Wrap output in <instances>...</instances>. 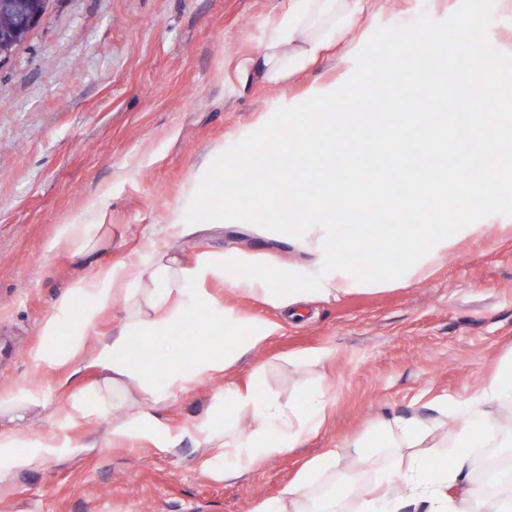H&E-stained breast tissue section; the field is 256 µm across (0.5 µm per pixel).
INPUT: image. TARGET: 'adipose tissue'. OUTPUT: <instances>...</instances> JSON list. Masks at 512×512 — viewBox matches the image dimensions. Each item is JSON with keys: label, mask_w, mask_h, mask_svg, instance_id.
Listing matches in <instances>:
<instances>
[{"label": "adipose tissue", "mask_w": 512, "mask_h": 512, "mask_svg": "<svg viewBox=\"0 0 512 512\" xmlns=\"http://www.w3.org/2000/svg\"><path fill=\"white\" fill-rule=\"evenodd\" d=\"M372 8V0H286L267 20L259 49L236 59L235 72L243 81L256 74L276 85L307 70L330 50L356 52ZM184 232V225L173 221L149 234L150 245L159 250L150 268L136 263L118 268L97 266L75 290L84 302L83 313L64 345L35 348L33 362L64 366L88 357L105 379L100 406L107 410L114 397L131 391L145 400L164 396V389L151 377L156 360H163L168 385L174 387L226 371L268 339L274 332L271 324L238 325L230 336L188 361L167 343L169 326L192 317L196 308L205 304L201 298L189 299L190 286L215 272L207 264L187 266L161 250L165 239ZM111 238V225L105 224L97 211L87 223L61 225L55 242L65 245L73 256L86 257L106 247ZM117 303L124 311L121 325L111 336L89 343V329L96 316ZM136 343L151 347V360L132 355ZM230 393L234 407L248 409L253 421L244 441L233 426L224 428V454L233 459L237 472L287 453L316 432L325 413L326 402L319 395L306 394L284 405L249 388L234 387ZM511 403L512 359H507L475 399L453 411L440 402L428 416L413 412L385 418L384 439L377 447L367 450L362 441L355 440L343 451L314 458L277 499L261 502L255 512H311L318 481L340 462L346 463L347 476L337 484L336 499L324 512H336L338 503L353 498L358 501L357 512H512V492L491 498L472 485L473 451L503 447L497 409ZM30 404V399L16 396L0 404V461L21 466L43 463L44 448L23 454L15 451L17 436L28 422ZM451 412L461 421L458 432L449 434L444 446L422 449V442L438 432ZM368 470L374 474L372 485L365 497L355 498L354 486ZM452 487L464 490L463 499L449 498Z\"/></svg>", "instance_id": "ef3b65f1"}]
</instances>
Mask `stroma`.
I'll return each mask as SVG.
<instances>
[{
	"label": "stroma",
	"instance_id": "stroma-1",
	"mask_svg": "<svg viewBox=\"0 0 512 512\" xmlns=\"http://www.w3.org/2000/svg\"><path fill=\"white\" fill-rule=\"evenodd\" d=\"M283 0H51L31 39L0 63V401L30 395L36 408L18 435L22 448L53 445L36 469L0 474V512H254L279 497L309 460L351 438L377 446L381 421L429 413L478 394L512 354V217L494 214L448 239V255L426 274L370 283L339 296L276 307L248 280L208 278L196 293L235 320L277 324L273 337L226 372L157 402L128 396L97 412L100 374L90 361L66 387V367H35L49 315L68 336L81 308L59 303L99 264L150 266L147 234L185 221L213 160L281 107L310 99L317 85L339 89L354 55L332 58L278 87L241 83L232 59L254 53L266 19ZM436 0H382L374 25H405L419 13L440 21L456 10ZM101 204L112 243L88 259L50 249L63 224ZM187 265L205 257L318 272L323 252L295 237L225 221L170 240ZM189 359L221 340L208 313L168 330ZM327 348L323 364L309 360ZM280 403L320 390L326 420L286 455L232 477L224 451L198 449L222 434L226 383ZM155 417L157 432L116 438L128 413Z\"/></svg>",
	"mask_w": 512,
	"mask_h": 512
}]
</instances>
